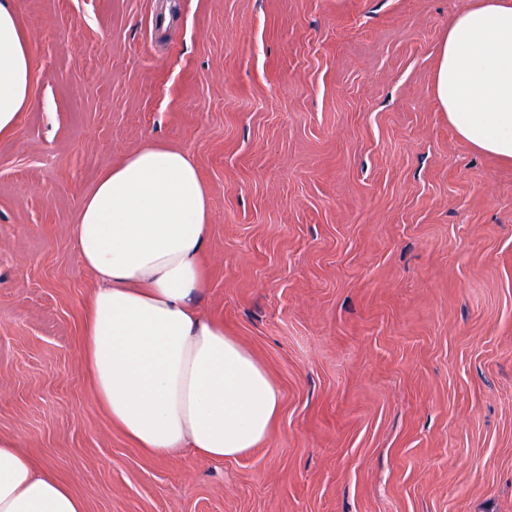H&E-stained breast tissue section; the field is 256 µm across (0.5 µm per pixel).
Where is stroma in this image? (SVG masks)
Returning <instances> with one entry per match:
<instances>
[{
	"mask_svg": "<svg viewBox=\"0 0 512 512\" xmlns=\"http://www.w3.org/2000/svg\"><path fill=\"white\" fill-rule=\"evenodd\" d=\"M30 104L0 137V434L87 512H512V166L433 93L470 0H13ZM210 191L203 312L267 368L260 448L145 454L80 360L71 243L125 154Z\"/></svg>",
	"mask_w": 512,
	"mask_h": 512,
	"instance_id": "obj_1",
	"label": "stroma"
}]
</instances>
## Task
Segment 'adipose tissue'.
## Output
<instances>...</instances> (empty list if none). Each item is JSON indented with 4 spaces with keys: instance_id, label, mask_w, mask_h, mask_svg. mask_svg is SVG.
<instances>
[{
    "instance_id": "adipose-tissue-1",
    "label": "adipose tissue",
    "mask_w": 512,
    "mask_h": 512,
    "mask_svg": "<svg viewBox=\"0 0 512 512\" xmlns=\"http://www.w3.org/2000/svg\"><path fill=\"white\" fill-rule=\"evenodd\" d=\"M31 89L29 36L0 0V134ZM433 92L458 137L512 164V0H472L448 25ZM209 193L191 157L148 144L100 176L71 230L96 286L81 355L98 408L146 454L190 450L211 463L253 452L278 423L265 366L196 299ZM0 512H86L84 501L18 437L0 435Z\"/></svg>"
}]
</instances>
